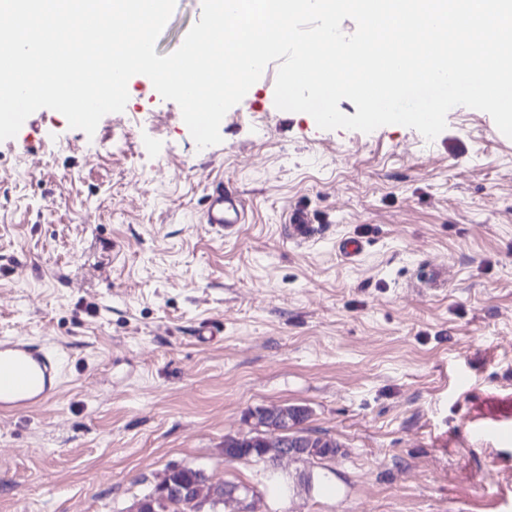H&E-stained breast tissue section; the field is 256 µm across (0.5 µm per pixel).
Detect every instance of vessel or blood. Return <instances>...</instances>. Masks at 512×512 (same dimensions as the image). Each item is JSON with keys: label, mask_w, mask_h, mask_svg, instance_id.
<instances>
[{"label": "vessel or blood", "mask_w": 512, "mask_h": 512, "mask_svg": "<svg viewBox=\"0 0 512 512\" xmlns=\"http://www.w3.org/2000/svg\"><path fill=\"white\" fill-rule=\"evenodd\" d=\"M244 214L235 192L216 186L209 194L206 223L229 232ZM290 237L305 241L316 233L304 211L288 217ZM63 363L46 344L20 337L0 338V411L22 415L54 399L59 391Z\"/></svg>", "instance_id": "obj_1"}]
</instances>
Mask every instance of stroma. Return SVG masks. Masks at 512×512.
<instances>
[{"instance_id":"1","label":"stroma","mask_w":512,"mask_h":512,"mask_svg":"<svg viewBox=\"0 0 512 512\" xmlns=\"http://www.w3.org/2000/svg\"><path fill=\"white\" fill-rule=\"evenodd\" d=\"M200 16L176 0L158 55ZM277 71L204 149L143 75L94 135L42 108L0 141V336L65 362L55 400L0 413V512H128L172 465L254 489L255 512H512V421L470 424L512 393V138L465 106L430 141L323 130L276 108ZM219 184L244 206L230 233L204 222ZM273 405L340 454L275 485L225 459ZM288 225L286 226L290 237L299 241H306L312 238L316 233L314 224L310 221L304 211L295 210L288 217Z\"/></svg>"}]
</instances>
